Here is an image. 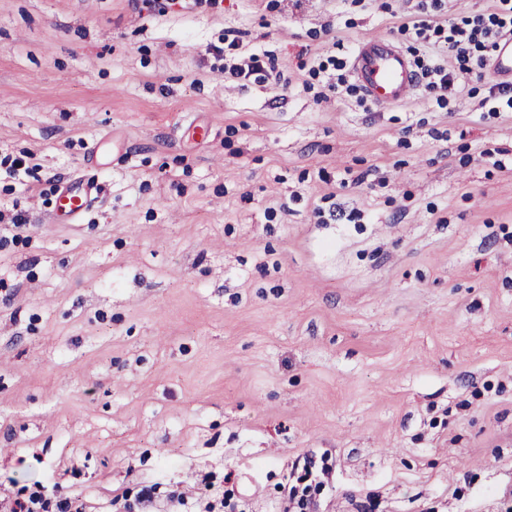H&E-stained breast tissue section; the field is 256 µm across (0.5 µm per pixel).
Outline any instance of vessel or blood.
Masks as SVG:
<instances>
[{
	"mask_svg": "<svg viewBox=\"0 0 512 512\" xmlns=\"http://www.w3.org/2000/svg\"><path fill=\"white\" fill-rule=\"evenodd\" d=\"M494 74L512 82V35L502 38L493 61ZM352 73L365 96L375 105L391 107L405 101L419 82L417 72L404 52L383 36L360 42L355 50ZM95 200V186H65L59 197L62 220L73 224Z\"/></svg>",
	"mask_w": 512,
	"mask_h": 512,
	"instance_id": "vessel-or-blood-1",
	"label": "vessel or blood"
}]
</instances>
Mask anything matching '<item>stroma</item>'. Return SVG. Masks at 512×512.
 I'll list each match as a JSON object with an SVG mask.
<instances>
[{
    "mask_svg": "<svg viewBox=\"0 0 512 512\" xmlns=\"http://www.w3.org/2000/svg\"><path fill=\"white\" fill-rule=\"evenodd\" d=\"M420 0H0V503L215 478L279 512L329 454L320 512L512 505V112L489 66L449 106L328 87L359 42L456 69ZM237 31L238 46L224 43ZM274 69L224 67L248 53ZM33 155L11 174L5 158ZM98 199L53 221L61 187ZM264 64L266 62L260 54L252 53L244 58L240 64L229 66L227 71H225L227 67H224V75L227 72L231 78L247 80L251 75L265 71Z\"/></svg>",
    "mask_w": 512,
    "mask_h": 512,
    "instance_id": "35a3bbf8",
    "label": "stroma"
}]
</instances>
